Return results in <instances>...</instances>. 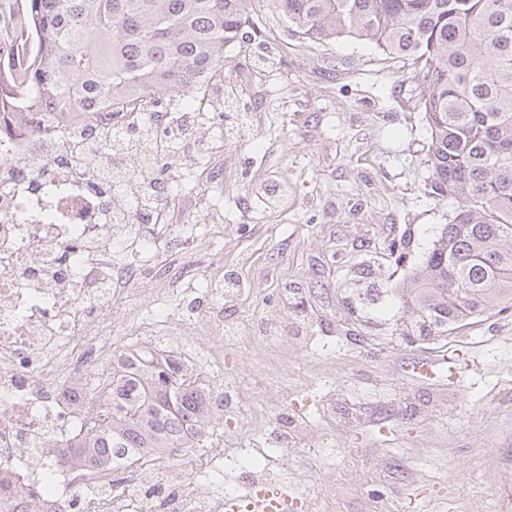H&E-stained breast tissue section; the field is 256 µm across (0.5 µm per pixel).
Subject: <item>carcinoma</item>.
<instances>
[{
  "label": "carcinoma",
  "instance_id": "obj_1",
  "mask_svg": "<svg viewBox=\"0 0 512 512\" xmlns=\"http://www.w3.org/2000/svg\"><path fill=\"white\" fill-rule=\"evenodd\" d=\"M262 0H0V108L99 112L172 93L190 110ZM314 42L353 38L410 62L431 133V193L458 206L402 289L419 336L512 310V0H272ZM106 407L71 438L80 472L202 434L212 396L182 359L120 354Z\"/></svg>",
  "mask_w": 512,
  "mask_h": 512
}]
</instances>
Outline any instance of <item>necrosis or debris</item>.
Listing matches in <instances>:
<instances>
[{"label": "necrosis or debris", "instance_id": "necrosis-or-debris-1", "mask_svg": "<svg viewBox=\"0 0 512 512\" xmlns=\"http://www.w3.org/2000/svg\"><path fill=\"white\" fill-rule=\"evenodd\" d=\"M179 122L195 143L222 139L221 114L181 115L159 105L146 114L64 112L49 123L0 114V512H23L29 503L38 512H218L205 486L155 456L142 460L153 469L150 482L130 474L115 488L99 479L93 495H85L65 451L94 406L85 380L112 366L113 302L134 316L145 304L157 306L144 331L179 340L159 308L150 267L138 280H116L114 261L163 243L184 252L196 246L194 234L135 214L128 181L102 183L111 155L82 149L79 136L112 126L145 130L139 155L146 158L153 139ZM115 214L126 222L112 223ZM176 320L214 339L232 331L224 320L223 279L206 281Z\"/></svg>", "mask_w": 512, "mask_h": 512}]
</instances>
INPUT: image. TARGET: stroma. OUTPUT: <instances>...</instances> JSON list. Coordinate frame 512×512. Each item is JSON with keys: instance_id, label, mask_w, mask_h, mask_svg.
<instances>
[{"instance_id": "1", "label": "stroma", "mask_w": 512, "mask_h": 512, "mask_svg": "<svg viewBox=\"0 0 512 512\" xmlns=\"http://www.w3.org/2000/svg\"><path fill=\"white\" fill-rule=\"evenodd\" d=\"M249 31L225 68L256 120L197 171L223 193L174 186L181 206L167 213L172 228L195 225L200 251L116 262L162 267L174 304L214 252L238 283L224 319L242 336L225 339L222 372H194L211 391L233 387L239 409L212 415L195 452L175 451L173 464L220 495L240 492L242 460L197 469L207 448L240 435L298 497L294 512H499L512 473V316L425 341L400 335L396 292L457 207L429 192L430 130L409 67L351 38L299 39L268 4ZM271 182L285 197L258 203L256 187ZM439 361L437 375L416 370ZM262 408L301 426L289 454L252 430Z\"/></svg>"}]
</instances>
